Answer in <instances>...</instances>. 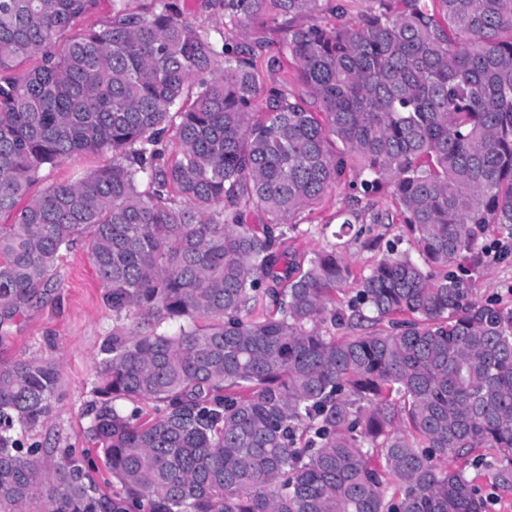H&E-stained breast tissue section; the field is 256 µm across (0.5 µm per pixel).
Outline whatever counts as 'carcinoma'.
Listing matches in <instances>:
<instances>
[{
  "label": "carcinoma",
  "instance_id": "cac0c4a2",
  "mask_svg": "<svg viewBox=\"0 0 512 512\" xmlns=\"http://www.w3.org/2000/svg\"><path fill=\"white\" fill-rule=\"evenodd\" d=\"M91 2L0 0V307L89 235L115 326L88 432L122 493L67 456L44 472L14 431L50 413L58 369L0 359V512L39 491L42 512H485L439 460L494 454L512 489V308L473 295L479 237L512 230V0L331 6L279 49L306 98L262 83L244 30L323 0H222L212 33L113 0L71 35ZM81 151L112 161L19 206ZM338 186L344 228L394 197L371 223L405 225L420 259L390 246L354 279L333 246L301 269L283 244ZM112 1L93 0L89 10L78 19L74 31L81 32L106 21L112 15Z\"/></svg>",
  "mask_w": 512,
  "mask_h": 512
}]
</instances>
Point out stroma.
Instances as JSON below:
<instances>
[{"label": "stroma", "mask_w": 512, "mask_h": 512, "mask_svg": "<svg viewBox=\"0 0 512 512\" xmlns=\"http://www.w3.org/2000/svg\"><path fill=\"white\" fill-rule=\"evenodd\" d=\"M309 17L270 16L251 25L250 39L260 40L264 57H272L290 27H304ZM109 160L100 153H78L61 159L45 170L42 182L30 195L39 194L45 184L77 180ZM343 188L330 191L314 210L299 220L303 233L290 241L292 252L311 256L337 245L354 275L368 273L382 257L387 242L404 237L400 224H376L361 237L338 236L336 214L345 205ZM489 247L475 283L478 300L493 301L512 308V233L491 226L479 239ZM105 288L99 282L87 238H80L63 252L52 271V285L12 316L0 314V358L40 359L54 362L60 373V396L48 416L30 430H18L24 446L38 447L47 473H54L62 455L87 466L104 494H111L112 479L99 459L88 435V426L98 398L94 392L95 373L101 349L115 323L104 301ZM442 467L462 470L474 480L488 512H512V490L498 487L492 467L471 460L448 457Z\"/></svg>", "instance_id": "1"}]
</instances>
